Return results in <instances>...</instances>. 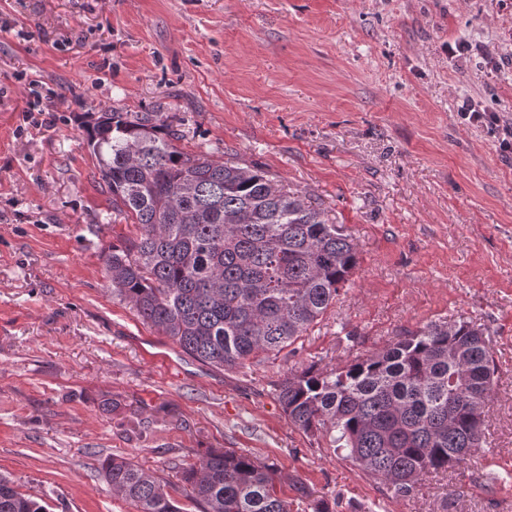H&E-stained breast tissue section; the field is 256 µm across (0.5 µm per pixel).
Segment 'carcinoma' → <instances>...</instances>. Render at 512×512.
<instances>
[{
	"mask_svg": "<svg viewBox=\"0 0 512 512\" xmlns=\"http://www.w3.org/2000/svg\"><path fill=\"white\" fill-rule=\"evenodd\" d=\"M170 112H88L86 144L112 212L141 230L104 253L112 293L198 362L241 367L277 357L336 303L358 264L354 239L324 210L279 190L264 169L190 155ZM487 328L464 318L407 330L343 365L312 363L277 399L304 434L345 453L394 497L483 445L495 384ZM100 471L136 512H182L157 479L106 457ZM273 464L210 448L183 471L201 512H292ZM310 512L323 499L294 484ZM0 512H49L0 474Z\"/></svg>",
	"mask_w": 512,
	"mask_h": 512,
	"instance_id": "1",
	"label": "carcinoma"
}]
</instances>
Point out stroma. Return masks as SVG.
<instances>
[{"label": "stroma", "instance_id": "obj_1", "mask_svg": "<svg viewBox=\"0 0 512 512\" xmlns=\"http://www.w3.org/2000/svg\"><path fill=\"white\" fill-rule=\"evenodd\" d=\"M157 109L179 149L264 168L357 243L295 354L216 369L113 296L101 252L136 230L75 117ZM511 130L512 0H0V473L53 512H135L98 470L120 456L199 512L183 469L235 448L334 512H512ZM450 317L497 366L471 460L395 498L288 421L291 371Z\"/></svg>", "mask_w": 512, "mask_h": 512}]
</instances>
